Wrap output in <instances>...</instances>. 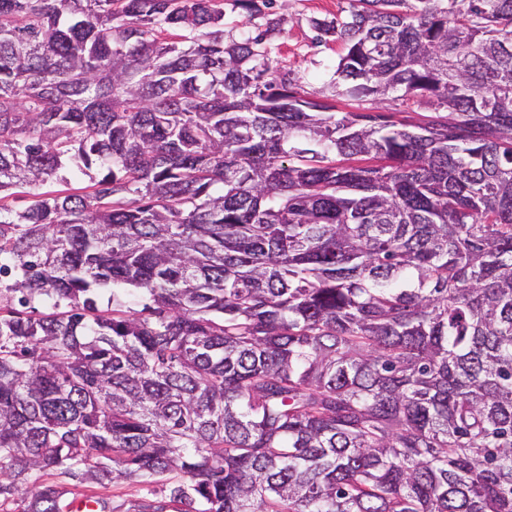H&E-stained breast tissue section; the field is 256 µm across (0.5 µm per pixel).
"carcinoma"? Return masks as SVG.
Returning <instances> with one entry per match:
<instances>
[{"label":"carcinoma","instance_id":"carcinoma-1","mask_svg":"<svg viewBox=\"0 0 512 512\" xmlns=\"http://www.w3.org/2000/svg\"><path fill=\"white\" fill-rule=\"evenodd\" d=\"M275 2L0 0V507L512 512V0ZM349 8L348 0H278L276 12L285 14L284 31L275 44V52L282 65L291 69L299 78L302 95L315 100H325L330 95L328 84L343 47L339 42L317 44L312 28L313 18L330 19ZM324 92L325 94H323ZM385 112L392 116L393 121H407L412 124H421L426 121L425 116L433 114V112H427L424 108L418 107L413 101L402 103L401 100L392 103ZM65 177H67L66 181H48L47 183L41 185L39 189L33 190V192H67V193H82L84 191V187L90 184L89 177H93V179H98V176H101L97 173L96 170L91 172V176L82 175V174H73V173H62ZM146 486L139 484H122L112 486V484L101 487L96 484H84L76 488L71 487L72 494H69V499L81 500L82 498L90 495L105 496L113 500L114 504H120L123 501L134 499L146 493Z\"/></svg>","mask_w":512,"mask_h":512}]
</instances>
